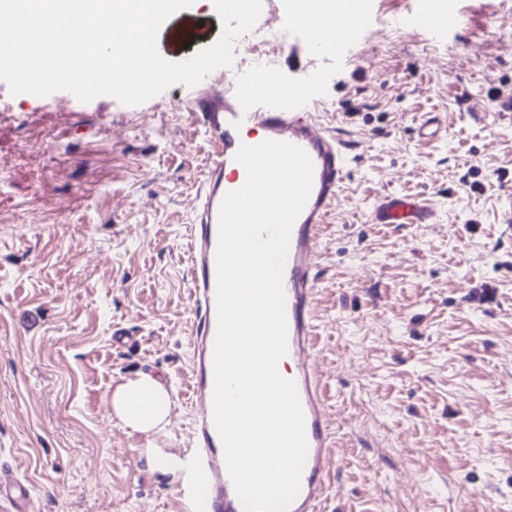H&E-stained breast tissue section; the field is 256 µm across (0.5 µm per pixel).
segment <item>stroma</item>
<instances>
[{"mask_svg":"<svg viewBox=\"0 0 512 512\" xmlns=\"http://www.w3.org/2000/svg\"><path fill=\"white\" fill-rule=\"evenodd\" d=\"M370 0L340 49L266 48L281 86L352 143L316 260L314 355L337 462L324 512H512V0ZM194 0L160 28L181 61L213 45ZM251 36L210 82L257 76ZM437 114L444 141L419 138ZM212 151L189 89L138 106L0 81V463L32 512H177L181 476L146 449L188 450L195 313L184 241ZM385 194L430 201V224H376ZM132 343L117 345L114 330ZM146 374L168 390L146 435L108 396Z\"/></svg>","mask_w":512,"mask_h":512,"instance_id":"stroma-1","label":"stroma"}]
</instances>
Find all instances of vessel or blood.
<instances>
[{
	"mask_svg": "<svg viewBox=\"0 0 512 512\" xmlns=\"http://www.w3.org/2000/svg\"><path fill=\"white\" fill-rule=\"evenodd\" d=\"M335 33L349 38L367 14L368 0H345ZM289 28L309 34L308 50L323 47L315 13H292ZM274 73L231 93L210 90L195 98L202 126L214 145L199 193V212L187 242L191 279L190 298L197 312L191 352V397L197 407L192 425V448L187 459L188 480L179 497L181 512H245L229 476L223 443L213 421L214 343L217 331L218 220L227 192L243 186L246 170L236 160L241 145L262 140L287 142L302 148L313 163L308 200L293 223L283 270L287 321L289 378L297 387L308 444L300 489L287 512H322L321 504L332 468L333 441L322 389L312 363L315 340L313 300L316 287L315 257L328 218L348 174L349 144L325 127L311 112L312 99L304 86L275 90ZM377 224H429L432 208L417 198L385 196L373 216ZM29 490L0 465V502L11 512H29Z\"/></svg>",
	"mask_w": 512,
	"mask_h": 512,
	"instance_id": "1",
	"label": "vessel or blood"
}]
</instances>
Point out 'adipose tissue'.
Returning <instances> with one entry per match:
<instances>
[{
	"label": "adipose tissue",
	"mask_w": 512,
	"mask_h": 512,
	"mask_svg": "<svg viewBox=\"0 0 512 512\" xmlns=\"http://www.w3.org/2000/svg\"><path fill=\"white\" fill-rule=\"evenodd\" d=\"M113 415L126 428L150 433L169 422L171 398L157 379L141 375L127 379L110 395Z\"/></svg>",
	"instance_id": "obj_1"
}]
</instances>
